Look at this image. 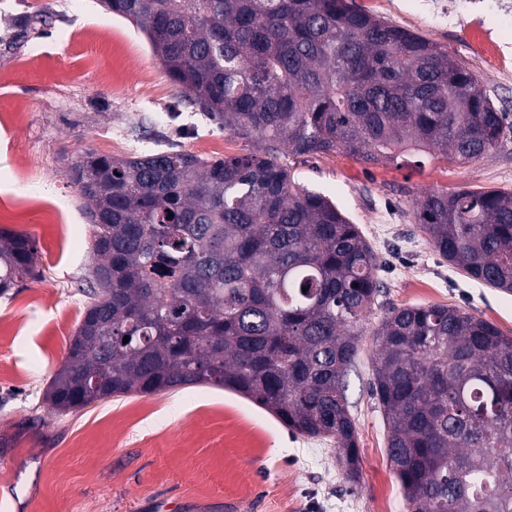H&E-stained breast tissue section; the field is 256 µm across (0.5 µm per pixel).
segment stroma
Segmentation results:
<instances>
[{
  "mask_svg": "<svg viewBox=\"0 0 512 512\" xmlns=\"http://www.w3.org/2000/svg\"><path fill=\"white\" fill-rule=\"evenodd\" d=\"M361 10L448 48L472 70L507 129L479 159L457 164L408 153L368 164L336 153L295 168L303 186L330 196L358 224L380 259L382 283L369 316L391 307L441 304L469 311L512 336V294L485 287L445 261L414 219L422 192L512 191V78L476 56L478 30L429 18L421 0L403 10L354 0ZM40 13L26 41L0 50V209L4 228L30 236L38 279L0 298V512H163L192 503L225 512H409L387 456L388 426L368 383L375 346L363 340L347 378L360 474L349 481L333 443L294 434L264 409L215 386L113 398L59 415L44 390L79 325L81 285L91 276L93 230L67 163L93 150L128 156L177 140L212 158L261 152L210 129L181 96L135 26L100 0H0V29ZM23 113L15 121V113ZM64 224L47 223L55 209Z\"/></svg>",
  "mask_w": 512,
  "mask_h": 512,
  "instance_id": "35a3bbf8",
  "label": "stroma"
}]
</instances>
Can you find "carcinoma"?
Listing matches in <instances>:
<instances>
[{"mask_svg": "<svg viewBox=\"0 0 512 512\" xmlns=\"http://www.w3.org/2000/svg\"><path fill=\"white\" fill-rule=\"evenodd\" d=\"M106 2L145 36L186 106L264 155L87 150L68 165L96 263L46 401L66 414L217 386L336 444L357 481L347 376L381 292L378 258L282 156L468 163L499 142L503 114L447 49L351 0ZM42 22L25 15L7 35L17 46ZM414 214L450 265L512 293V192L433 191ZM35 261L29 237L0 229L1 298ZM370 332L371 396L410 512H512V336L439 304L392 307Z\"/></svg>", "mask_w": 512, "mask_h": 512, "instance_id": "cac0c4a2", "label": "carcinoma"}]
</instances>
